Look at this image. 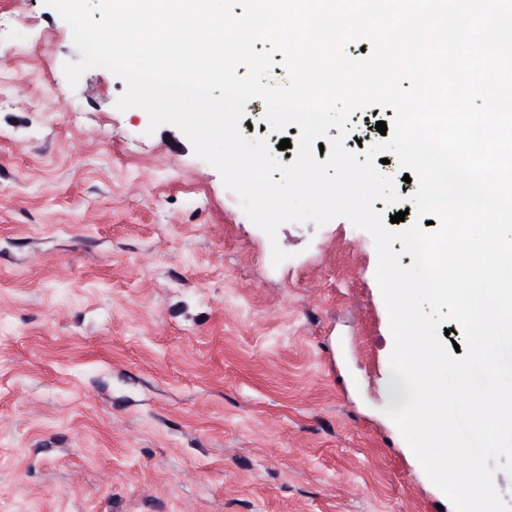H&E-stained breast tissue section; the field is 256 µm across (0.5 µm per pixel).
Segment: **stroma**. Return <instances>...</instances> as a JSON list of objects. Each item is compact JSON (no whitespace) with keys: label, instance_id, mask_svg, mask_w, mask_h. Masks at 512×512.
Instances as JSON below:
<instances>
[{"label":"stroma","instance_id":"stroma-1","mask_svg":"<svg viewBox=\"0 0 512 512\" xmlns=\"http://www.w3.org/2000/svg\"><path fill=\"white\" fill-rule=\"evenodd\" d=\"M0 19V512H454L384 412L370 234L269 239L120 78L70 87L43 0Z\"/></svg>","mask_w":512,"mask_h":512}]
</instances>
